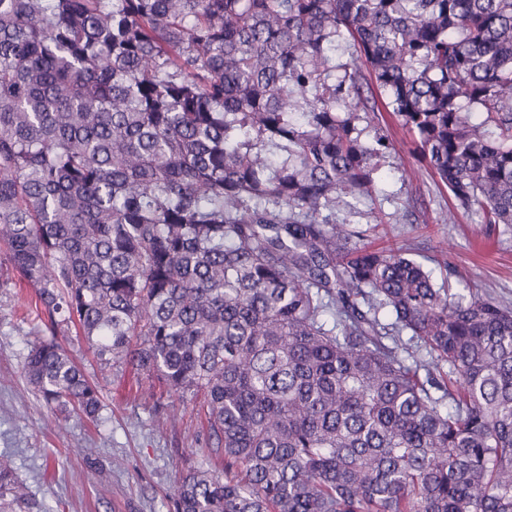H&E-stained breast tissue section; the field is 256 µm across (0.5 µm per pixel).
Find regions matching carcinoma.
I'll return each mask as SVG.
<instances>
[{
  "mask_svg": "<svg viewBox=\"0 0 512 512\" xmlns=\"http://www.w3.org/2000/svg\"><path fill=\"white\" fill-rule=\"evenodd\" d=\"M342 45L512 225V0H0V242L48 335L23 372L97 420L73 328L203 392L224 471L176 472L169 512H512V309L329 220L392 149Z\"/></svg>",
  "mask_w": 512,
  "mask_h": 512,
  "instance_id": "carcinoma-1",
  "label": "carcinoma"
}]
</instances>
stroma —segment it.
Instances as JSON below:
<instances>
[{
	"instance_id": "stroma-1",
	"label": "stroma",
	"mask_w": 512,
	"mask_h": 512,
	"mask_svg": "<svg viewBox=\"0 0 512 512\" xmlns=\"http://www.w3.org/2000/svg\"><path fill=\"white\" fill-rule=\"evenodd\" d=\"M364 139L387 136L372 196L349 199L334 223L376 246L406 248L436 283L470 284L512 306V225L485 224L457 207L447 189L409 150L397 117L365 115ZM34 288L13 272L0 244V459L28 490L31 512H167L175 470L202 465L207 426L199 398L166 395L157 376L121 362L103 364L76 332L61 342L97 386V421L55 420L22 367L42 326Z\"/></svg>"
}]
</instances>
